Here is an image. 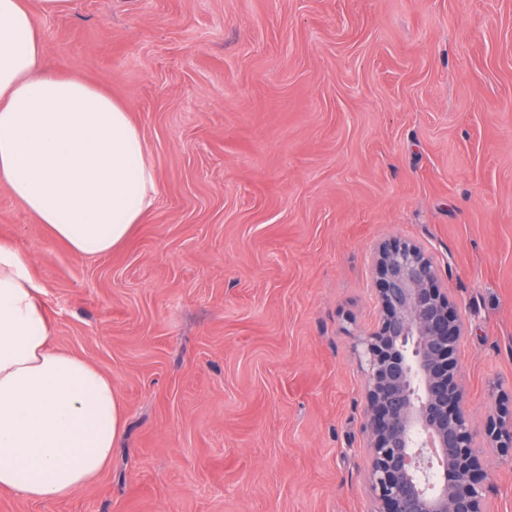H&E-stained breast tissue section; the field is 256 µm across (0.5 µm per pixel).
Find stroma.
<instances>
[{"instance_id":"stroma-1","label":"stroma","mask_w":512,"mask_h":512,"mask_svg":"<svg viewBox=\"0 0 512 512\" xmlns=\"http://www.w3.org/2000/svg\"><path fill=\"white\" fill-rule=\"evenodd\" d=\"M46 61L128 107L146 223L75 255L0 185L54 344L112 380L125 429L62 500L0 512H372L359 340L373 256L423 246L466 334L459 381L493 512L512 461V0H75ZM485 435L493 448L511 460L512 458V408L496 410L490 414Z\"/></svg>"}]
</instances>
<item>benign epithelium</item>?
<instances>
[{"mask_svg": "<svg viewBox=\"0 0 512 512\" xmlns=\"http://www.w3.org/2000/svg\"><path fill=\"white\" fill-rule=\"evenodd\" d=\"M374 271L381 320L361 352L375 512H489L486 463L457 376L465 324L423 247L384 242ZM485 435L511 459L512 410L489 415Z\"/></svg>", "mask_w": 512, "mask_h": 512, "instance_id": "1", "label": "benign epithelium"}]
</instances>
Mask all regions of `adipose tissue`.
Returning <instances> with one entry per match:
<instances>
[{
  "mask_svg": "<svg viewBox=\"0 0 512 512\" xmlns=\"http://www.w3.org/2000/svg\"><path fill=\"white\" fill-rule=\"evenodd\" d=\"M73 0H0V185L73 253L96 257L145 223L159 192L129 110L48 66L36 21ZM28 258L0 240V489L69 497L110 465L124 416L112 382L56 348Z\"/></svg>",
  "mask_w": 512,
  "mask_h": 512,
  "instance_id": "1",
  "label": "adipose tissue"
}]
</instances>
